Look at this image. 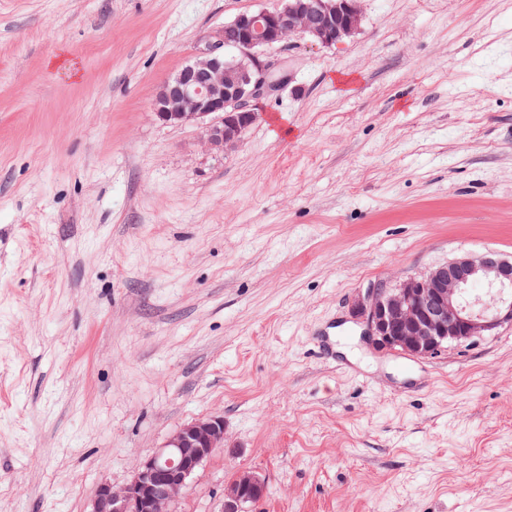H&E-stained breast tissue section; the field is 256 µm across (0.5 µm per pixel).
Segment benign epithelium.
Returning <instances> with one entry per match:
<instances>
[{
	"mask_svg": "<svg viewBox=\"0 0 512 512\" xmlns=\"http://www.w3.org/2000/svg\"><path fill=\"white\" fill-rule=\"evenodd\" d=\"M362 0H285L274 10L244 11L159 88L153 112L163 124L192 125L199 144L212 152L235 148L257 119L252 103L284 78L275 75L265 50L295 34L322 46L354 35ZM484 283L483 295L469 293ZM357 313L367 340L381 350L434 358L451 344L491 335L512 324V256L494 249L464 253L395 288L368 289ZM224 447V416L213 413L177 427L162 446L137 462L129 482L99 486L90 512H176L175 505L202 465ZM264 483L250 471L224 487L223 512H244Z\"/></svg>",
	"mask_w": 512,
	"mask_h": 512,
	"instance_id": "obj_1",
	"label": "benign epithelium"
}]
</instances>
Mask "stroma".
<instances>
[{
    "label": "stroma",
    "mask_w": 512,
    "mask_h": 512,
    "mask_svg": "<svg viewBox=\"0 0 512 512\" xmlns=\"http://www.w3.org/2000/svg\"><path fill=\"white\" fill-rule=\"evenodd\" d=\"M282 0H0V512L100 484L218 412L178 512H512V325L433 359L353 308L466 252L512 255V0H364L268 49L289 83L240 144L159 87ZM264 491V483L250 471L239 472L224 487V507L222 512H244V506L259 498Z\"/></svg>",
    "instance_id": "1"
}]
</instances>
